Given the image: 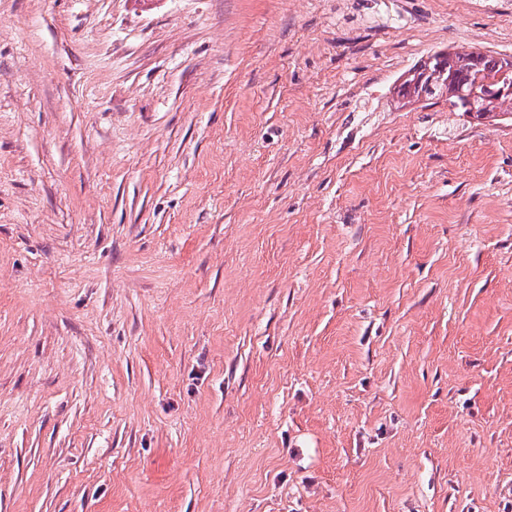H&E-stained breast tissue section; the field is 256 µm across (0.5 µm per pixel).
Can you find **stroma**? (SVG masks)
<instances>
[{"label": "stroma", "instance_id": "obj_1", "mask_svg": "<svg viewBox=\"0 0 512 512\" xmlns=\"http://www.w3.org/2000/svg\"><path fill=\"white\" fill-rule=\"evenodd\" d=\"M512 0H0V512H512V121L400 77Z\"/></svg>", "mask_w": 512, "mask_h": 512}]
</instances>
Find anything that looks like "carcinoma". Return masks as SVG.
Here are the masks:
<instances>
[{
    "instance_id": "1",
    "label": "carcinoma",
    "mask_w": 512,
    "mask_h": 512,
    "mask_svg": "<svg viewBox=\"0 0 512 512\" xmlns=\"http://www.w3.org/2000/svg\"><path fill=\"white\" fill-rule=\"evenodd\" d=\"M472 52L456 49L448 52L442 59L425 62L420 67L410 70L400 84L398 95L404 99L426 93V98L438 97L445 79L452 73L459 78L464 93L471 90L469 66ZM484 115L493 121L502 117L512 121V94L492 97L484 101Z\"/></svg>"
}]
</instances>
